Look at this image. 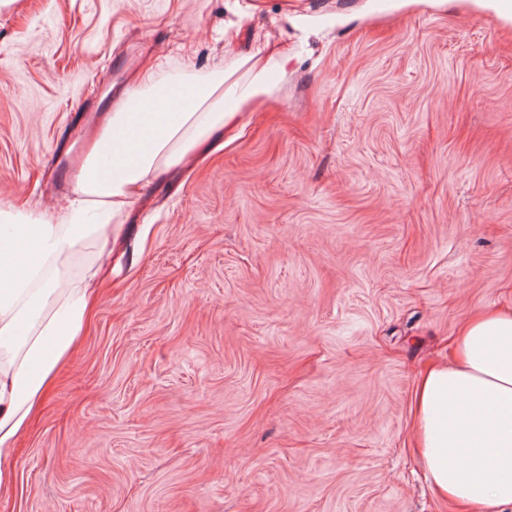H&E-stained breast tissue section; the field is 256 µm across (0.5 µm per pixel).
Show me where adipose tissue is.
Masks as SVG:
<instances>
[{"mask_svg":"<svg viewBox=\"0 0 512 512\" xmlns=\"http://www.w3.org/2000/svg\"><path fill=\"white\" fill-rule=\"evenodd\" d=\"M243 27L225 25L224 51L236 55L244 82L229 83L221 68L202 81L145 74L99 127L64 215L52 222L0 209V490L12 487L16 443L87 318L88 283L59 287L55 271L84 242L109 250L153 179L272 98L270 71L287 73V46L238 51ZM25 249L32 259L23 265ZM413 412L433 493L483 512H512V311H481L463 325L454 360L418 380Z\"/></svg>","mask_w":512,"mask_h":512,"instance_id":"1","label":"adipose tissue"}]
</instances>
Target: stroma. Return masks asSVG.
I'll return each mask as SVG.
<instances>
[{"label":"stroma","mask_w":512,"mask_h":512,"mask_svg":"<svg viewBox=\"0 0 512 512\" xmlns=\"http://www.w3.org/2000/svg\"><path fill=\"white\" fill-rule=\"evenodd\" d=\"M249 2L0 10V207L62 208L56 157L82 165L140 73L235 69ZM277 42L275 97L70 258L94 314L0 512H477L428 491L411 397L512 309V0H261L241 47Z\"/></svg>","instance_id":"1"}]
</instances>
